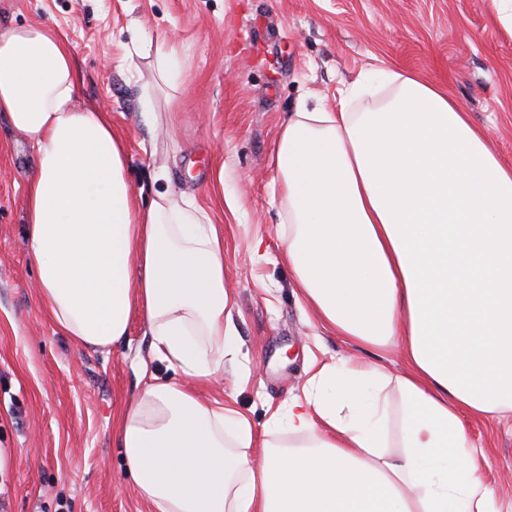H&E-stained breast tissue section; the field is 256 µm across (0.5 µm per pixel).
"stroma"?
<instances>
[{"label":"stroma","mask_w":512,"mask_h":512,"mask_svg":"<svg viewBox=\"0 0 512 512\" xmlns=\"http://www.w3.org/2000/svg\"><path fill=\"white\" fill-rule=\"evenodd\" d=\"M45 21L70 40L80 100L112 119L144 199L170 186L224 228V286L242 355L198 395L263 430L311 378L367 351L322 331L278 258L275 145L302 98L335 109L342 84L374 67L418 72L449 90L512 164V34L492 0H0V30ZM168 41L183 80L157 85L139 43ZM153 87L162 129L140 118ZM156 144V154L144 148ZM31 144L0 115V512H151L127 475L114 418L146 374L182 381L154 358L139 318L107 351L77 347L52 323L25 236ZM164 166L167 179L153 170ZM224 170L216 184V170ZM485 486L512 512V413L465 418Z\"/></svg>","instance_id":"1"}]
</instances>
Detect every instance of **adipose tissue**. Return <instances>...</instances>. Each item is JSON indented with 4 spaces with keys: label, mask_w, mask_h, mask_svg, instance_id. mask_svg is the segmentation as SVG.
Returning <instances> with one entry per match:
<instances>
[{
    "label": "adipose tissue",
    "mask_w": 512,
    "mask_h": 512,
    "mask_svg": "<svg viewBox=\"0 0 512 512\" xmlns=\"http://www.w3.org/2000/svg\"><path fill=\"white\" fill-rule=\"evenodd\" d=\"M79 82L55 28L0 31V112L37 153L25 234L49 316L106 350L140 315L159 360L216 380L239 354L219 230L175 190L141 203ZM275 170L298 297L324 330L399 345L406 368L325 365L261 440L152 376L115 428L140 497L151 512H500L463 418L512 411V165L450 94L381 68L335 111L299 102Z\"/></svg>",
    "instance_id": "adipose-tissue-1"
}]
</instances>
